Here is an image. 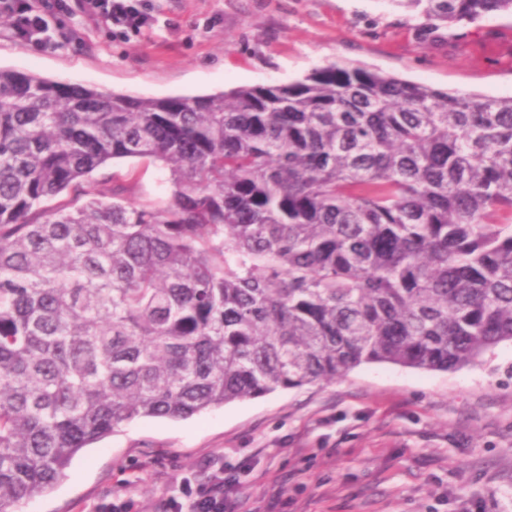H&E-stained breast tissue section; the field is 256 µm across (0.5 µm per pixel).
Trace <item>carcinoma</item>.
<instances>
[{
  "mask_svg": "<svg viewBox=\"0 0 512 512\" xmlns=\"http://www.w3.org/2000/svg\"><path fill=\"white\" fill-rule=\"evenodd\" d=\"M482 21L512 0H392ZM157 163L168 190L128 194ZM512 342V97L332 64L142 97L0 68V512L142 418Z\"/></svg>",
  "mask_w": 512,
  "mask_h": 512,
  "instance_id": "cac0c4a2",
  "label": "carcinoma"
}]
</instances>
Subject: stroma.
I'll return each mask as SVG.
<instances>
[{"mask_svg":"<svg viewBox=\"0 0 512 512\" xmlns=\"http://www.w3.org/2000/svg\"><path fill=\"white\" fill-rule=\"evenodd\" d=\"M151 27L80 15L55 46L0 25V67L149 97L289 83L338 63L452 93L512 97V14L441 27L389 0H142ZM239 462L238 512H512V342L472 365L366 363L328 385L233 402L185 420L136 419L84 449L25 512H165L206 459ZM237 472V471H236Z\"/></svg>","mask_w":512,"mask_h":512,"instance_id":"35a3bbf8","label":"stroma"}]
</instances>
